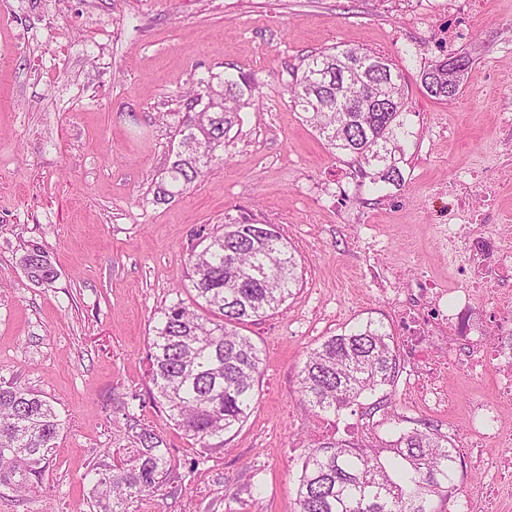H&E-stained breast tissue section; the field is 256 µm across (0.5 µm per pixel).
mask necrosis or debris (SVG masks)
Masks as SVG:
<instances>
[{"label": "necrosis or debris", "instance_id": "4bbe7bcc", "mask_svg": "<svg viewBox=\"0 0 512 512\" xmlns=\"http://www.w3.org/2000/svg\"><path fill=\"white\" fill-rule=\"evenodd\" d=\"M433 199L458 217L457 223L434 227L443 250L471 261L472 274L456 288L428 280L379 282V294L406 326L390 389L399 393L405 412L442 419L451 401L449 370L474 382L493 373V395L473 393L462 419L484 491L460 502L458 512H495L512 485V428L502 415L504 401L512 402V226L488 233L485 215L472 212L464 196L447 188L435 190ZM490 280L497 290L488 310L483 288Z\"/></svg>", "mask_w": 512, "mask_h": 512}]
</instances>
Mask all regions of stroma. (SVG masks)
Returning <instances> with one entry per match:
<instances>
[{
    "mask_svg": "<svg viewBox=\"0 0 512 512\" xmlns=\"http://www.w3.org/2000/svg\"><path fill=\"white\" fill-rule=\"evenodd\" d=\"M361 45L403 71L401 185L360 178L292 106L289 70L315 50ZM476 63L462 95L426 94L422 71L449 51ZM261 83L208 173L175 199L154 191L172 161L187 95L213 73ZM512 114V0H0V378L41 395L65 421L39 492L0 488V512H90L87 472L137 445L122 401L164 440L158 491L129 512H297L305 448L333 419L299 404L306 352L359 323L402 326L380 280L456 285L439 258L431 188L462 171L497 184L512 220V156L496 151ZM277 225L302 282L244 333L261 351L254 407L223 448L185 436L150 402L148 346L158 312L191 302L187 258L225 217ZM42 245L59 276L17 265ZM18 265L37 286L50 287L58 278L57 268L49 252L37 243L24 246L18 258Z\"/></svg>",
    "mask_w": 512,
    "mask_h": 512,
    "instance_id": "obj_1",
    "label": "stroma"
}]
</instances>
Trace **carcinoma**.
<instances>
[{"label":"carcinoma","mask_w":512,"mask_h":512,"mask_svg":"<svg viewBox=\"0 0 512 512\" xmlns=\"http://www.w3.org/2000/svg\"><path fill=\"white\" fill-rule=\"evenodd\" d=\"M448 73V58L434 61L420 76L428 96L451 100L461 92L473 64ZM287 91L305 122L328 144L350 156L363 179L401 185V145L407 131L405 77L383 54L360 46H335L306 56L290 70ZM177 128L179 141L156 199L181 195L210 169L216 151L229 145L241 112L260 100L252 76L216 74L198 82ZM209 104L208 112L191 105ZM188 258L195 307L178 299L159 311L149 345L153 404L202 448L224 447V434L248 418L257 395L260 350L240 329L275 312L301 281L288 240L272 224L250 217L224 220L222 231ZM18 265L37 286H52L56 266L41 245L22 249ZM394 336L368 321L330 336L311 349L299 371L302 403L317 413L338 415L374 395L397 371ZM398 425L394 450L386 455L334 435L305 449L296 489L298 512H442L456 491L459 449L427 424ZM64 420L49 401L0 380V487L33 491L44 472ZM136 455L92 469L89 498L94 512H129V501L161 487L170 470L163 439L133 423Z\"/></svg>","instance_id":"carcinoma-1"}]
</instances>
